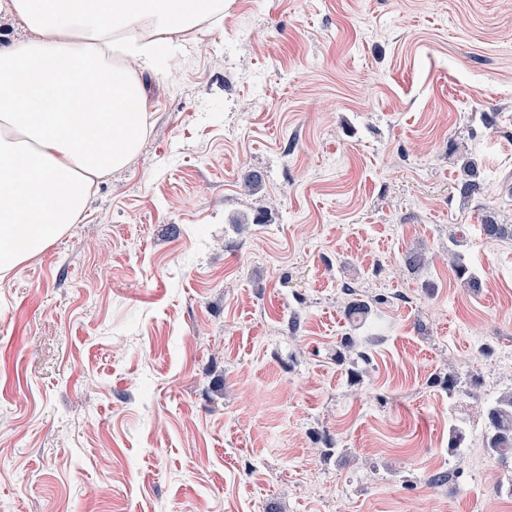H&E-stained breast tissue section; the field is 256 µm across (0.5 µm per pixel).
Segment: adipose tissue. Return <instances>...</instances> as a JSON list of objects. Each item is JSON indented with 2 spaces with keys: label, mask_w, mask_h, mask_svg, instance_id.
<instances>
[{
  "label": "adipose tissue",
  "mask_w": 512,
  "mask_h": 512,
  "mask_svg": "<svg viewBox=\"0 0 512 512\" xmlns=\"http://www.w3.org/2000/svg\"><path fill=\"white\" fill-rule=\"evenodd\" d=\"M224 0H0V279L78 223L136 156L152 85Z\"/></svg>",
  "instance_id": "obj_1"
}]
</instances>
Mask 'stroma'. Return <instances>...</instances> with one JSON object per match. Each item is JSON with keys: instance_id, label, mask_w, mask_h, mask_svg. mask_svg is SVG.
<instances>
[{"instance_id": "stroma-1", "label": "stroma", "mask_w": 512, "mask_h": 512, "mask_svg": "<svg viewBox=\"0 0 512 512\" xmlns=\"http://www.w3.org/2000/svg\"><path fill=\"white\" fill-rule=\"evenodd\" d=\"M147 112L0 280V512H512V0H224ZM451 268L455 276L460 279L472 292H479L482 288V276L475 269L463 262L460 257H455L451 262ZM486 448L497 456L512 455V392L486 403Z\"/></svg>"}]
</instances>
